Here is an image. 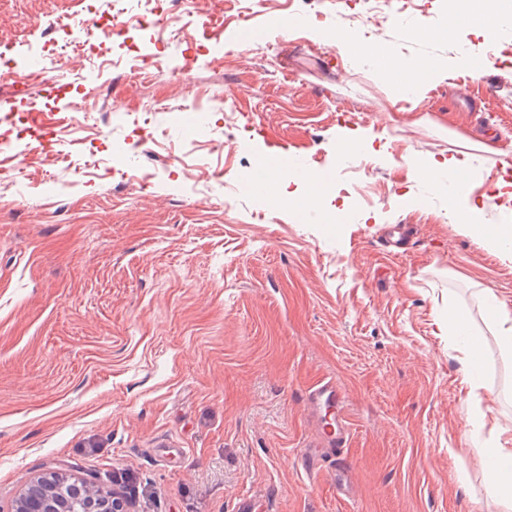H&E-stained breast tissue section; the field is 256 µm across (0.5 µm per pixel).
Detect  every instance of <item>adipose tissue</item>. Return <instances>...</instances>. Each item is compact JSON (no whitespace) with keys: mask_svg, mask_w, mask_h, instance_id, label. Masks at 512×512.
Here are the masks:
<instances>
[{"mask_svg":"<svg viewBox=\"0 0 512 512\" xmlns=\"http://www.w3.org/2000/svg\"><path fill=\"white\" fill-rule=\"evenodd\" d=\"M449 221L458 233L477 240L490 252L502 259L512 262V223H483L477 208L467 201L461 200L453 204L449 211ZM483 299L482 318L496 338L503 355L512 358V311L507 310L492 291L485 288L481 291ZM449 334L462 354L461 362L465 375L472 388L468 402L469 420L475 430H488L489 436L480 444V453L484 456L512 457V436H505L503 430L488 428V410L483 406L479 393V370L477 368L478 347L472 336L467 320L449 316Z\"/></svg>","mask_w":512,"mask_h":512,"instance_id":"1","label":"adipose tissue"}]
</instances>
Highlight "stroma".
<instances>
[{"label":"stroma","instance_id":"35a3bbf8","mask_svg":"<svg viewBox=\"0 0 512 512\" xmlns=\"http://www.w3.org/2000/svg\"><path fill=\"white\" fill-rule=\"evenodd\" d=\"M109 2L0 0V33L18 69L48 70L44 29ZM122 7L110 56L68 79L86 116L48 105L65 169L0 151V512L51 467L130 478L128 512H500L448 309L480 343L489 423L512 430V360L480 301L490 287L512 309V262L456 232L447 187L412 159L494 142L454 181L487 223L512 206L497 193L512 176V0H390L372 19L334 0H189L161 38L135 26L141 0ZM218 9L223 34L197 37ZM282 19L297 22L285 35ZM245 24L266 40L235 47ZM161 39L163 67L189 80L135 73ZM393 57L442 70L401 92L380 76ZM350 134L363 143L342 152ZM239 138L248 153L209 149ZM282 152L332 171L320 201L299 173L242 190L247 166ZM324 380L346 399L350 498L332 463L301 461L317 440L304 398Z\"/></svg>","mask_w":512,"mask_h":512}]
</instances>
